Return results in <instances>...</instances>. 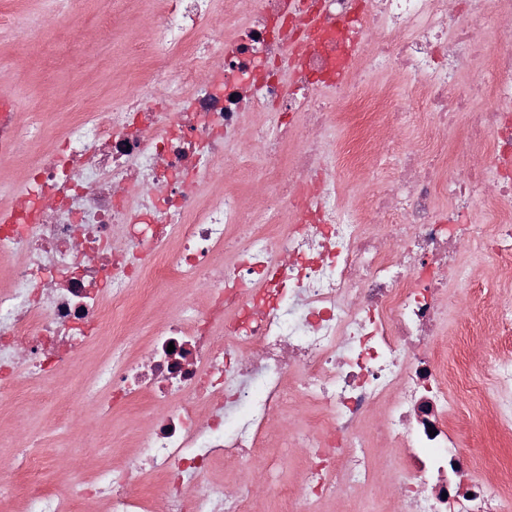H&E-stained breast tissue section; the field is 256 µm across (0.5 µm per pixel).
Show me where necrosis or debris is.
Listing matches in <instances>:
<instances>
[{
	"instance_id": "1",
	"label": "necrosis or debris",
	"mask_w": 512,
	"mask_h": 512,
	"mask_svg": "<svg viewBox=\"0 0 512 512\" xmlns=\"http://www.w3.org/2000/svg\"><path fill=\"white\" fill-rule=\"evenodd\" d=\"M216 1L173 0L150 20L133 49L145 71L118 103L76 115L0 219L1 391L72 370L113 311H135L157 283L209 291L146 355L112 346L84 390L104 416L145 407L137 452L89 477L68 466L67 493L19 453L7 497L22 512L89 500L152 512L158 497L166 512H257L259 467L283 512H319L377 483L380 440L400 453L399 512H448L451 496L457 512H506L512 485L471 476L449 420L448 388L467 373L449 368L441 336L448 269L476 233L456 213L491 214L485 250L512 268V26L489 45L480 24L491 3L512 16V0H220L219 34ZM403 81L426 108L414 144L381 134L399 121ZM269 110L275 134L244 142V117ZM329 126L343 132L337 157L317 136ZM247 149L265 159L262 224L226 179ZM381 152L397 164L370 195L382 221L369 224L345 209L337 169L362 174ZM488 378V411L512 429V357ZM293 386L318 424L290 437L304 479L287 488L268 446ZM223 461L236 493L215 474Z\"/></svg>"
}]
</instances>
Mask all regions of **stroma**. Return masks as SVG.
Listing matches in <instances>:
<instances>
[{
  "label": "stroma",
  "mask_w": 512,
  "mask_h": 512,
  "mask_svg": "<svg viewBox=\"0 0 512 512\" xmlns=\"http://www.w3.org/2000/svg\"><path fill=\"white\" fill-rule=\"evenodd\" d=\"M61 7L62 0H0V10L9 11L20 21L13 28L0 27V87L17 91L26 104L42 113L44 124L41 139L10 160H0V211L10 207L19 173L53 150L61 131L86 103L105 106L127 93L128 76L136 64L126 56L125 47L147 37L149 14L162 12L166 4L164 0H82L84 15L114 14L123 21L121 30L99 26L44 30L45 18ZM87 45L95 46L94 55L84 54ZM505 279L512 280V269L498 267L484 252L481 239L471 240L451 275L448 293L452 302L444 336L449 361H457L462 347L471 350L467 363L472 389L450 391L448 399L453 413L466 419L460 434L472 450L473 475L495 480L512 472V431L497 426L487 413L491 386L483 366L499 358L504 349L493 334V321L484 318L483 311L493 298V283ZM191 298L201 303L207 300L200 289L163 285L156 288L137 319L117 312L113 321L124 326L127 336L142 341ZM113 340L109 331L97 335L74 371L51 376L19 394L0 397V482L11 480V472L3 464L19 448L49 460L47 483L61 489L67 486L61 462H77L91 472L121 462L133 451L141 429L148 424L144 414L125 411L104 418L83 397L98 354ZM65 406L75 407L77 426L53 427L56 414ZM393 454V449L376 445V462L383 475L380 485L342 502H324L322 512H392Z\"/></svg>",
  "instance_id": "obj_1"
}]
</instances>
